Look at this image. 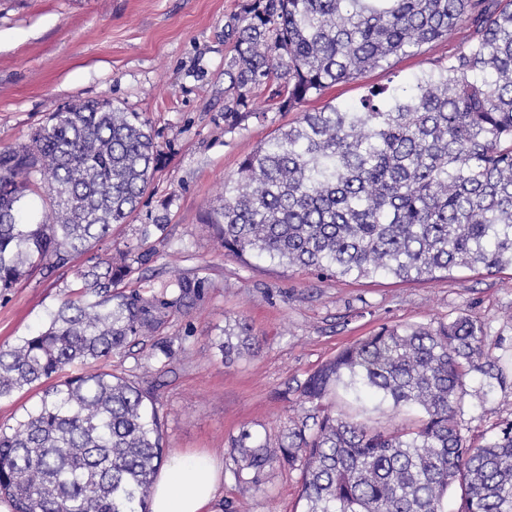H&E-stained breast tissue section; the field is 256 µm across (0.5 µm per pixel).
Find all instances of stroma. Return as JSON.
Segmentation results:
<instances>
[{"label":"stroma","mask_w":512,"mask_h":512,"mask_svg":"<svg viewBox=\"0 0 512 512\" xmlns=\"http://www.w3.org/2000/svg\"><path fill=\"white\" fill-rule=\"evenodd\" d=\"M247 0H0V153L27 143L56 109L107 98L148 119L162 162L139 209L116 224L100 253L129 245L155 251L124 289H143L177 276L206 280L202 298L174 313L164 336L182 342L166 365L150 360L142 341L104 363V370L153 384L166 456L201 453L219 468L213 512H301L300 471L272 467L261 485L233 476L230 441L242 429L277 443L292 421L312 413L295 389L341 350L381 325H429L466 314L481 322L489 356L512 367V269H456L402 282L377 276L359 281L322 277L279 261L224 250L212 227L225 183L240 162L298 110L269 106V89L254 98L264 119L224 129V71L233 54L229 21ZM461 27L447 40L423 46L361 81L339 84L309 101L351 105L367 87L410 82L467 41ZM163 222V234L141 239L143 225ZM75 287L66 266L35 273L0 297V345L40 330ZM246 322L260 341L256 354L225 363L224 327ZM473 372L465 388L463 435L481 445L512 418V378L482 392ZM488 385V384H487ZM325 409L370 428L395 430L418 415L390 404L337 393Z\"/></svg>","instance_id":"35a3bbf8"}]
</instances>
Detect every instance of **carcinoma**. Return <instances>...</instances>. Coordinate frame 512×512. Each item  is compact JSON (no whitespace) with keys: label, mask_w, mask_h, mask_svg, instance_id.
Returning a JSON list of instances; mask_svg holds the SVG:
<instances>
[{"label":"carcinoma","mask_w":512,"mask_h":512,"mask_svg":"<svg viewBox=\"0 0 512 512\" xmlns=\"http://www.w3.org/2000/svg\"><path fill=\"white\" fill-rule=\"evenodd\" d=\"M463 25L472 37L410 84L304 111L247 155L214 210L224 249L356 280L512 267V0H248L227 25L224 125L264 116L253 108L263 87L275 86L280 109L299 108ZM161 160L149 121L109 99L57 110L0 153V292L86 257L75 297L39 333L0 346V400L42 387L39 404L0 429V496L14 512H149L164 461L152 387L105 370L60 375L153 336L204 293L188 276L120 290L154 252H95L137 210ZM38 187L51 223H17ZM486 339L467 315L380 327L311 374L301 399L371 392L420 411L415 428L373 431L326 412L293 422L276 448L244 429L230 444L233 473L258 485L275 464L300 470L303 512H444L454 487L457 512H512V419L477 446L458 422L471 372L507 379L480 364ZM219 348L228 364L259 339L236 321ZM176 352L161 337L150 357L163 365Z\"/></svg>","instance_id":"carcinoma-1"}]
</instances>
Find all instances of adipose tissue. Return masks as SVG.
<instances>
[{
  "label": "adipose tissue",
  "instance_id": "obj_1",
  "mask_svg": "<svg viewBox=\"0 0 512 512\" xmlns=\"http://www.w3.org/2000/svg\"><path fill=\"white\" fill-rule=\"evenodd\" d=\"M217 472L204 456H172L151 488L152 512H212Z\"/></svg>",
  "mask_w": 512,
  "mask_h": 512
}]
</instances>
